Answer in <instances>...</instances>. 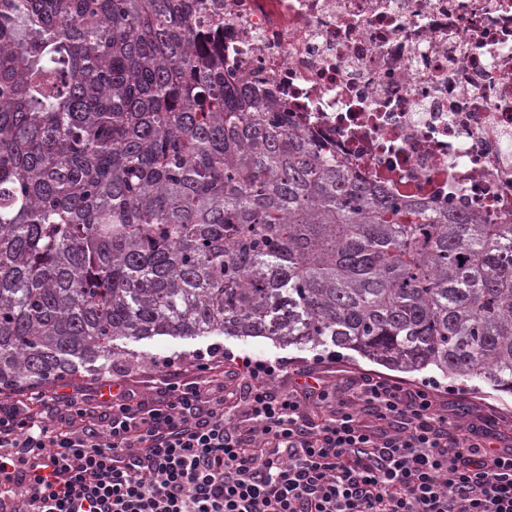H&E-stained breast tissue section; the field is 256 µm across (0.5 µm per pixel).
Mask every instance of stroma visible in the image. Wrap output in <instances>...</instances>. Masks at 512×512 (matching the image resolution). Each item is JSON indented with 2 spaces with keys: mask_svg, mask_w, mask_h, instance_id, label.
I'll list each match as a JSON object with an SVG mask.
<instances>
[{
  "mask_svg": "<svg viewBox=\"0 0 512 512\" xmlns=\"http://www.w3.org/2000/svg\"><path fill=\"white\" fill-rule=\"evenodd\" d=\"M134 350L143 354L136 361L117 360L112 364L110 375L94 374L84 370L49 384L48 389L68 393L79 388L90 396H97L107 378L127 382L139 396L150 400L156 395L155 381L158 375L171 373L199 377L198 367L211 356L227 354L240 359L286 360L291 370L285 376L286 385H293V371H315L329 385L345 386L349 375L370 372L381 374L382 365L344 351L339 355L319 356L312 352H299L291 348L275 346L265 338L237 339L227 336H209L195 340L172 339L158 336L134 343ZM440 404L447 406L453 417L462 424L468 423L476 410H496L512 416V396H498L488 386L470 387L462 383L441 382L434 386Z\"/></svg>",
  "mask_w": 512,
  "mask_h": 512,
  "instance_id": "obj_1",
  "label": "stroma"
}]
</instances>
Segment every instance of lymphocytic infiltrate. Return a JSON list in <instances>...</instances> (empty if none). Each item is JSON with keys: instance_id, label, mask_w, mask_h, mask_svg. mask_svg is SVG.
<instances>
[{"instance_id": "lymphocytic-infiltrate-1", "label": "lymphocytic infiltrate", "mask_w": 512, "mask_h": 512, "mask_svg": "<svg viewBox=\"0 0 512 512\" xmlns=\"http://www.w3.org/2000/svg\"><path fill=\"white\" fill-rule=\"evenodd\" d=\"M283 369L1 402L0 512H512V444L449 422L428 388L366 374L344 399Z\"/></svg>"}]
</instances>
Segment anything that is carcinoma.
I'll return each mask as SVG.
<instances>
[{"mask_svg":"<svg viewBox=\"0 0 512 512\" xmlns=\"http://www.w3.org/2000/svg\"><path fill=\"white\" fill-rule=\"evenodd\" d=\"M155 336L512 395V224L353 176L224 79V0H0V395Z\"/></svg>","mask_w":512,"mask_h":512,"instance_id":"carcinoma-1","label":"carcinoma"}]
</instances>
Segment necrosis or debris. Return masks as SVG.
Wrapping results in <instances>:
<instances>
[{
    "instance_id": "obj_1",
    "label": "necrosis or debris",
    "mask_w": 512,
    "mask_h": 512,
    "mask_svg": "<svg viewBox=\"0 0 512 512\" xmlns=\"http://www.w3.org/2000/svg\"><path fill=\"white\" fill-rule=\"evenodd\" d=\"M224 61L367 181L512 224V0H224Z\"/></svg>"
}]
</instances>
